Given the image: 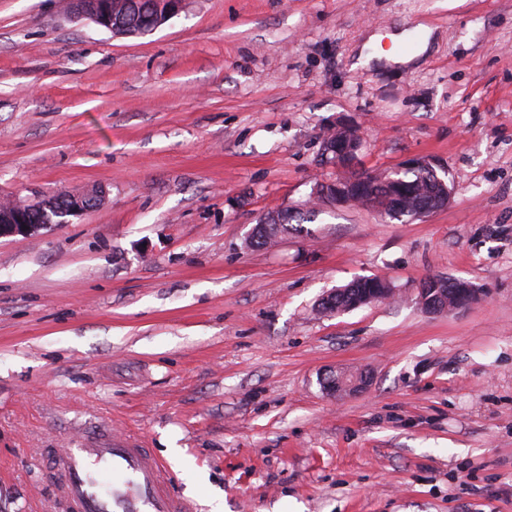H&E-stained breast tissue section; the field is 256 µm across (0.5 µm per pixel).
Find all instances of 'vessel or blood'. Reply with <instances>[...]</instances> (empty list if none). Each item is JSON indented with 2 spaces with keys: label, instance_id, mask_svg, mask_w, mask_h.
I'll list each match as a JSON object with an SVG mask.
<instances>
[{
  "label": "vessel or blood",
  "instance_id": "obj_1",
  "mask_svg": "<svg viewBox=\"0 0 512 512\" xmlns=\"http://www.w3.org/2000/svg\"><path fill=\"white\" fill-rule=\"evenodd\" d=\"M51 481L50 512H195L140 438L105 428H77L56 451Z\"/></svg>",
  "mask_w": 512,
  "mask_h": 512
}]
</instances>
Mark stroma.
<instances>
[{
	"instance_id": "obj_1",
	"label": "stroma",
	"mask_w": 512,
	"mask_h": 512,
	"mask_svg": "<svg viewBox=\"0 0 512 512\" xmlns=\"http://www.w3.org/2000/svg\"><path fill=\"white\" fill-rule=\"evenodd\" d=\"M339 121L358 168L441 164L447 206L246 246L335 177ZM34 180L106 197L0 239V512H46L85 422L144 436L196 512H512V0H186L142 37L0 0V198ZM432 275L477 301L426 313ZM359 277L395 297L319 311Z\"/></svg>"
}]
</instances>
